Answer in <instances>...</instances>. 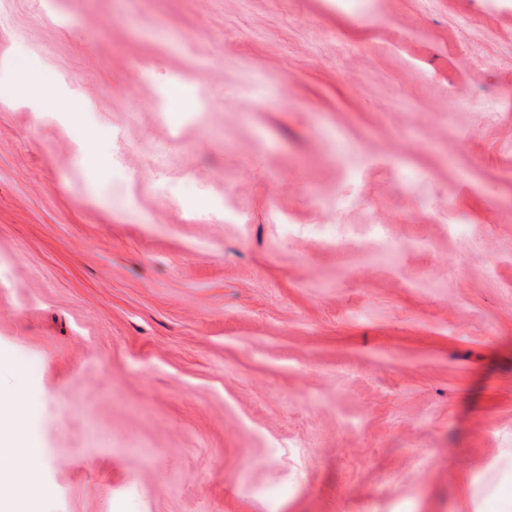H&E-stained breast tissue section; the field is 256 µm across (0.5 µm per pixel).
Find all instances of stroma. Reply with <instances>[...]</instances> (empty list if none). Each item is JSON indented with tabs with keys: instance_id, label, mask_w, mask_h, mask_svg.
Instances as JSON below:
<instances>
[{
	"instance_id": "stroma-1",
	"label": "stroma",
	"mask_w": 512,
	"mask_h": 512,
	"mask_svg": "<svg viewBox=\"0 0 512 512\" xmlns=\"http://www.w3.org/2000/svg\"><path fill=\"white\" fill-rule=\"evenodd\" d=\"M17 385L50 458L30 512H486L512 0H0ZM37 90L45 104L60 108L63 112H66L68 116H72L74 112H78V108L74 103L67 102L61 98L57 86L51 81L38 79Z\"/></svg>"
}]
</instances>
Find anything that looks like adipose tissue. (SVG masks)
<instances>
[{"instance_id":"adipose-tissue-1","label":"adipose tissue","mask_w":512,"mask_h":512,"mask_svg":"<svg viewBox=\"0 0 512 512\" xmlns=\"http://www.w3.org/2000/svg\"><path fill=\"white\" fill-rule=\"evenodd\" d=\"M31 409L23 388L0 398V512H22V503L45 492L41 477L49 459L29 434Z\"/></svg>"}]
</instances>
